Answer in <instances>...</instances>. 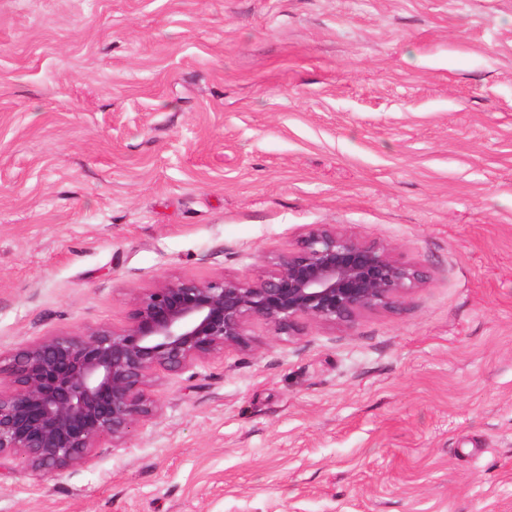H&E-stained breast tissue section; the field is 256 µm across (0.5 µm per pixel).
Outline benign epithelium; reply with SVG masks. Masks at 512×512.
Wrapping results in <instances>:
<instances>
[{
  "instance_id": "benign-epithelium-1",
  "label": "benign epithelium",
  "mask_w": 512,
  "mask_h": 512,
  "mask_svg": "<svg viewBox=\"0 0 512 512\" xmlns=\"http://www.w3.org/2000/svg\"><path fill=\"white\" fill-rule=\"evenodd\" d=\"M427 279L389 245L331 224L262 257L250 275L162 279L135 296L123 325L43 336L0 366V459L21 451L35 475L80 465L102 438L118 445L160 415L148 392L160 375L253 350L251 324L289 337L304 320L347 327Z\"/></svg>"
}]
</instances>
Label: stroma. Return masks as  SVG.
<instances>
[{
  "mask_svg": "<svg viewBox=\"0 0 512 512\" xmlns=\"http://www.w3.org/2000/svg\"><path fill=\"white\" fill-rule=\"evenodd\" d=\"M333 224L429 279L254 323L0 512H512V0H0V356Z\"/></svg>",
  "mask_w": 512,
  "mask_h": 512,
  "instance_id": "stroma-1",
  "label": "stroma"
}]
</instances>
